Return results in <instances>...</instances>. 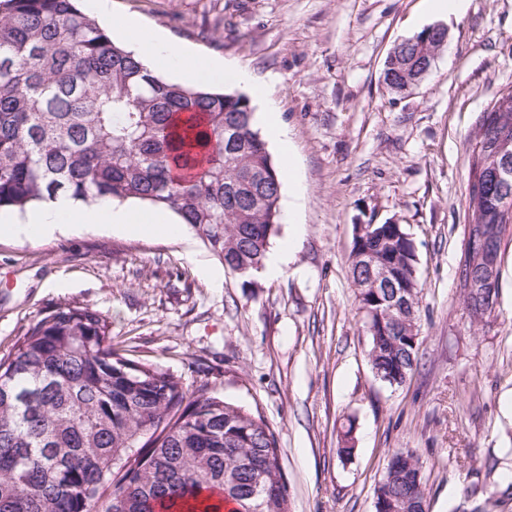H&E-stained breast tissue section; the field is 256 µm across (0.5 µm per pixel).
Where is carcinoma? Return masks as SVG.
Returning a JSON list of instances; mask_svg holds the SVG:
<instances>
[{"instance_id":"obj_1","label":"carcinoma","mask_w":512,"mask_h":512,"mask_svg":"<svg viewBox=\"0 0 512 512\" xmlns=\"http://www.w3.org/2000/svg\"><path fill=\"white\" fill-rule=\"evenodd\" d=\"M77 0H0V209L48 197L137 199L177 214L229 268L264 263L280 220L278 163L235 91L152 74L116 45ZM443 50L435 26L398 40L381 73L401 94L424 53ZM491 109L502 124L476 132L479 157L511 142L512 87ZM254 192L258 203L241 197ZM508 199L472 212L504 224ZM365 247L409 287L365 288L348 261L359 309L391 311L371 336L375 376L399 386L420 334L417 258L402 224H378ZM275 431L263 416L112 347L111 325L88 308L58 307L0 357V512H290ZM423 461L387 463L375 512H423Z\"/></svg>"}]
</instances>
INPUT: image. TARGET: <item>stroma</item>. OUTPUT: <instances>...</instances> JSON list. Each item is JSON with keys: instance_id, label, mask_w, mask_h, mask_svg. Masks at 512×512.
I'll return each mask as SVG.
<instances>
[{"instance_id": "35a3bbf8", "label": "stroma", "mask_w": 512, "mask_h": 512, "mask_svg": "<svg viewBox=\"0 0 512 512\" xmlns=\"http://www.w3.org/2000/svg\"><path fill=\"white\" fill-rule=\"evenodd\" d=\"M175 44L248 70L293 149L271 249L276 280L226 269L196 236L83 232L0 237V356L60 306L112 324V345L259 411L275 430L291 512H374L391 454L424 462L428 512H471V489L512 478L482 463L512 448V241L493 318L470 322L457 288L472 139L512 86V0H112ZM441 22L448 45L411 93L381 81L400 38ZM215 30L212 39L200 27ZM404 225L416 246L420 345L401 386L374 375L348 256L355 225ZM223 276L214 285L211 270ZM352 426L356 451L336 455Z\"/></svg>"}]
</instances>
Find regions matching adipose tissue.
I'll list each match as a JSON object with an SVG mask.
<instances>
[{"instance_id":"ef3b65f1","label":"adipose tissue","mask_w":512,"mask_h":512,"mask_svg":"<svg viewBox=\"0 0 512 512\" xmlns=\"http://www.w3.org/2000/svg\"><path fill=\"white\" fill-rule=\"evenodd\" d=\"M112 26L127 37L136 58L169 67L181 79L232 86L252 81L248 71L199 58L166 41L159 31L142 27L133 20L116 19ZM82 230L145 233L168 238L178 237L182 232L180 219L172 212L152 207L144 210L109 198L85 202L60 196L27 208L18 216L9 210L0 212V232L8 235L51 238Z\"/></svg>"}]
</instances>
